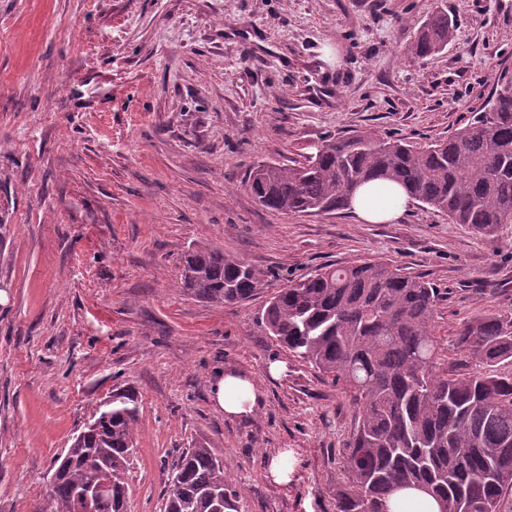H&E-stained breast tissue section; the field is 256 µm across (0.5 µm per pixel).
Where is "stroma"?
I'll return each mask as SVG.
<instances>
[{
	"instance_id": "stroma-1",
	"label": "stroma",
	"mask_w": 512,
	"mask_h": 512,
	"mask_svg": "<svg viewBox=\"0 0 512 512\" xmlns=\"http://www.w3.org/2000/svg\"><path fill=\"white\" fill-rule=\"evenodd\" d=\"M440 8L452 42L415 57ZM507 70L512 0H0V512H39L54 462L118 392L139 408L130 512H163L198 441L240 512H336L354 409L264 333L265 303L322 266L388 261L440 288L448 346L479 309L512 308V224L484 236L417 201L388 224L285 216L246 172L365 131L446 138ZM198 245L269 277L235 305L185 296ZM220 369L254 376L253 415L213 405Z\"/></svg>"
}]
</instances>
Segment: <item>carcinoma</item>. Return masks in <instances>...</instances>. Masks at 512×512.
<instances>
[{
    "instance_id": "1",
    "label": "carcinoma",
    "mask_w": 512,
    "mask_h": 512,
    "mask_svg": "<svg viewBox=\"0 0 512 512\" xmlns=\"http://www.w3.org/2000/svg\"><path fill=\"white\" fill-rule=\"evenodd\" d=\"M453 26L439 9L411 46L418 58L444 49ZM386 180L410 197L491 235L512 224V95L494 91L484 111L446 139L417 147L363 133L324 142L303 165L258 163L245 185L265 208L283 215L350 208L362 185ZM183 293L231 305L251 299L269 274L211 246L182 260ZM440 290L378 260L326 265L289 283L266 302V335L342 386L356 407L347 444V484L336 512H386L404 488L435 497L440 512H500L512 493V309L482 310L461 324L453 350L460 363L441 367L444 347L432 321ZM139 410L112 396V411L74 439L52 484L49 512H127L130 460ZM106 481L88 507L80 495ZM165 512H239L240 493L223 459L199 442L182 453L164 485Z\"/></svg>"
}]
</instances>
